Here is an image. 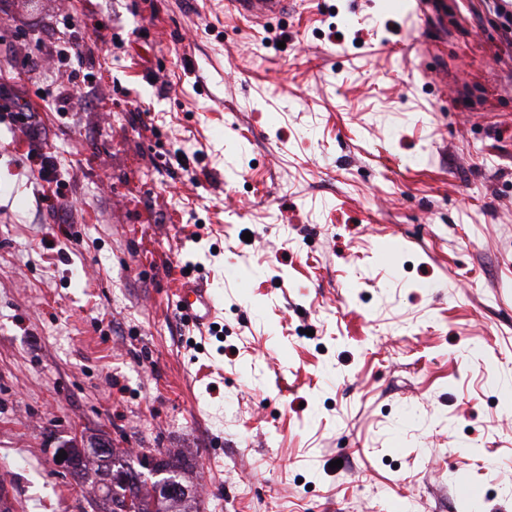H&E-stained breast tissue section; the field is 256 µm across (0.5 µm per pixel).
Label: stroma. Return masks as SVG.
Wrapping results in <instances>:
<instances>
[{
	"label": "stroma",
	"instance_id": "stroma-1",
	"mask_svg": "<svg viewBox=\"0 0 512 512\" xmlns=\"http://www.w3.org/2000/svg\"><path fill=\"white\" fill-rule=\"evenodd\" d=\"M501 2L291 0L255 22L225 0H0V480L20 512H103L102 475L59 457L102 441L134 467L170 453L201 512H470L462 481L512 512ZM186 266L216 331L175 311Z\"/></svg>",
	"mask_w": 512,
	"mask_h": 512
}]
</instances>
